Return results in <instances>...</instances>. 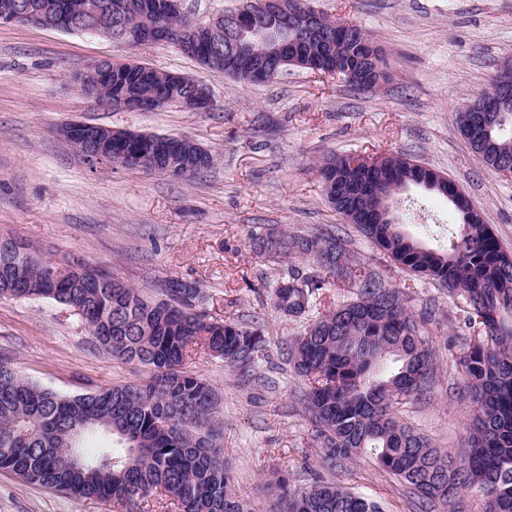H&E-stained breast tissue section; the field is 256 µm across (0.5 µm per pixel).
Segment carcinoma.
Instances as JSON below:
<instances>
[{
    "label": "carcinoma",
    "instance_id": "obj_1",
    "mask_svg": "<svg viewBox=\"0 0 512 512\" xmlns=\"http://www.w3.org/2000/svg\"><path fill=\"white\" fill-rule=\"evenodd\" d=\"M156 0H20L19 24L42 18L66 31L102 26L118 35L127 26L156 25L181 52L202 61L211 56L208 38L185 48L187 21L174 12L157 17ZM324 44L347 59L369 56L371 41L360 26L340 20L323 25ZM240 36L224 16V55L212 69L250 84L262 66L266 81L283 72L271 41ZM123 110H156L191 94L166 72L152 67L112 66V83L87 94ZM457 125L473 155L488 169L512 166V118L489 127L481 115ZM173 179L197 177L214 164L191 141L168 157ZM416 160L402 154L375 167L353 155L326 157L318 176L331 209L353 224L387 262L424 275L448 289L464 308L465 327L474 331L456 368L471 404L468 450L460 461L441 454L395 415L394 406L427 393L438 374L430 340L422 336L405 306V292L376 266L345 261L344 240L330 231L288 234L269 231L254 238L258 253L302 259L272 293L274 309L299 316L328 288H352L356 298L314 319L288 346V364L306 382L301 392L313 443L331 470L361 455L372 457L419 498L427 512L444 510L465 488H476L485 512H512V252L490 225L460 224L445 247H427L403 231L410 213L383 220L382 195L410 181ZM54 264L0 257V291L12 299L42 298L74 312L96 344L112 358L150 368L145 383L114 385L63 396L21 377L0 358V470L72 498H94L121 506L141 505L160 491L178 512H257L232 489L224 463V417L217 388L183 368L190 349L203 344L240 372L264 351L265 336L231 321H212L200 311L206 292L168 280L165 298L148 300L138 289L106 272L75 265L52 272ZM276 512H382L379 503L317 477L298 487L283 473L276 479Z\"/></svg>",
    "mask_w": 512,
    "mask_h": 512
}]
</instances>
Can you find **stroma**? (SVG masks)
Instances as JSON below:
<instances>
[{
  "instance_id": "1",
  "label": "stroma",
  "mask_w": 512,
  "mask_h": 512,
  "mask_svg": "<svg viewBox=\"0 0 512 512\" xmlns=\"http://www.w3.org/2000/svg\"><path fill=\"white\" fill-rule=\"evenodd\" d=\"M316 10L361 26L382 51L388 79L367 92L333 76L291 69L277 80L244 84L217 77L172 44L134 48L95 34L25 25L0 26V237L14 236L56 261L75 258L162 296L171 278L202 284L209 318L261 330L267 340L251 377L196 345L184 367L207 378L223 399L224 459L235 491L267 506L272 479L288 473L308 486L328 476L377 501L384 512H418L416 497L367 456L328 470L315 448L300 395L302 378L288 344L309 319L351 300L329 289L309 313H277L271 295L287 264L255 252L269 229H332L351 261L380 265L376 247L328 207L316 173L323 156L398 151L453 180L512 249V178L486 169L461 136L456 116L488 89L494 69L512 58V0H312ZM135 60L208 85L209 112L171 105L146 112L112 109L82 97L69 74L97 59ZM194 141L215 164L189 181L89 164L56 135L67 121ZM423 216L410 230L446 246L455 222L441 197L412 191ZM408 286V307L428 337L439 374L430 394L399 406L400 420L453 458L466 450L470 404L455 359L467 329L461 304L425 279ZM0 357L18 373L75 396L150 375L137 362L106 358L80 318L47 299L0 298ZM0 512H124L98 500H75L0 470Z\"/></svg>"
}]
</instances>
